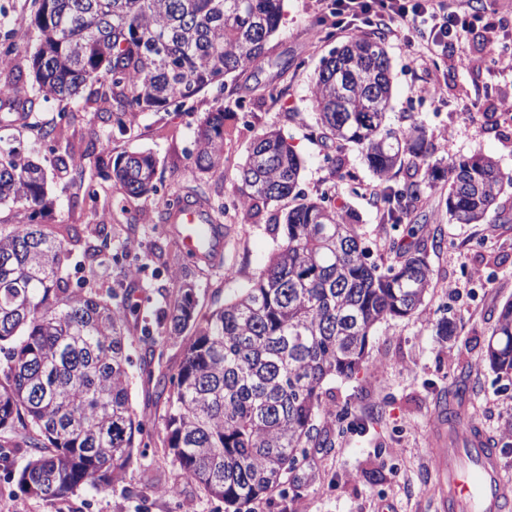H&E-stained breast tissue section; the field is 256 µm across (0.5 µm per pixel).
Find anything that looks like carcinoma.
Returning <instances> with one entry per match:
<instances>
[{"instance_id": "carcinoma-1", "label": "carcinoma", "mask_w": 512, "mask_h": 512, "mask_svg": "<svg viewBox=\"0 0 512 512\" xmlns=\"http://www.w3.org/2000/svg\"><path fill=\"white\" fill-rule=\"evenodd\" d=\"M31 28L0 43L9 61L25 53L31 84L8 82L0 124L39 104L94 102L123 132L135 112L165 109L224 88L228 74L256 71L278 31L282 0H33ZM108 80L97 95L88 86ZM391 66L384 42L356 36L324 57L313 79L312 110L323 137L356 145L383 189L382 221L405 225L399 261L381 272L369 262L354 217L301 199L282 215V238L268 264L240 294L201 316L194 286L176 276L158 332L185 336L183 359L166 399L165 451L180 475L224 502L253 505L282 484L306 456L324 411L325 381L350 378L375 328L413 314L431 287L419 225L422 184H391L389 174L425 141L414 124L387 126ZM195 174L224 159V106L206 113L191 152ZM301 159L277 129L251 144L241 166L247 205L298 197ZM149 152L119 156L101 174L130 197L156 191ZM46 169L0 138V205L28 223L0 230V431L20 424L37 434L16 484L25 495L62 501L81 488L111 486L138 463L145 421L132 409L128 335L137 305L94 288L74 292L62 275L71 245L86 241L93 262L108 249L107 224H70L61 238L36 222L49 204ZM512 176L488 156L454 163L445 205L450 224H480L501 206ZM139 369L153 377L157 338L141 327ZM494 371L512 374V301L502 307L487 351Z\"/></svg>"}]
</instances>
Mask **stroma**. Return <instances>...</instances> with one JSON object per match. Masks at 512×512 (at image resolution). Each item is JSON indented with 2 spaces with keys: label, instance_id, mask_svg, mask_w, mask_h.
I'll return each instance as SVG.
<instances>
[{
  "label": "stroma",
  "instance_id": "35a3bbf8",
  "mask_svg": "<svg viewBox=\"0 0 512 512\" xmlns=\"http://www.w3.org/2000/svg\"><path fill=\"white\" fill-rule=\"evenodd\" d=\"M474 10L493 13L499 34L496 64L486 62L481 36L471 31L460 42L408 47L386 38L393 80L389 123L397 129L422 123L426 129L425 166L404 164L392 180L422 181L425 193L418 211L426 221L421 233L428 243L432 283L423 305L412 315L380 324L359 373L350 380L325 383L326 415L317 419L329 443L308 444L299 469L260 501L256 512H437L436 475L430 450L448 436L441 402L456 394L457 407L473 412L477 424L496 443L512 476V375L492 370L486 349L502 306L512 300V224H452L445 198L449 162L476 154L491 156L502 172L512 173V0H471ZM317 0H284L279 30L268 43L271 62L262 71L230 74L224 90L206 89L183 108L137 113L129 132L112 141L109 152L81 157V186L65 188L63 178L48 187L53 204L40 223L101 222L111 226V260L96 264L75 247L64 275L70 288L123 291L134 284L142 292L143 311L154 317L164 304L158 294L171 274L196 286L197 309L206 313L245 286L266 264L279 239L271 228L294 199L248 208L242 203L239 167L263 131L281 130L302 161L300 192L324 198L327 206L358 217V232L369 259L380 268L394 264L393 241L402 231L382 223V204L371 193L377 179L359 149L321 139L314 125L311 87L323 57L348 38L332 32L317 37ZM436 84L437 97L425 95ZM223 104L224 164L216 172L192 176L190 152L195 131L206 112ZM54 125L63 139L45 141L39 129ZM109 131L102 114L83 104L48 103L32 117L0 128L17 139L44 167L77 145ZM149 151L158 161V191L125 200L122 190L103 180L101 171L127 152ZM201 188L223 197L220 218L224 246L210 264L196 261L169 242L170 225L160 219L163 194H190ZM136 228V246L128 248V226ZM142 272L127 281L126 269ZM451 331L436 332L441 320ZM464 393H457L458 384ZM154 383L141 376L132 382V407L146 420L148 446L137 465L112 486L83 489L63 506L22 494L0 471V512H214L218 502L198 483L180 478L161 441L163 406ZM178 484L176 500L163 490Z\"/></svg>",
  "mask_w": 512,
  "mask_h": 512
}]
</instances>
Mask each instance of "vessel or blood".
Listing matches in <instances>:
<instances>
[{
    "instance_id": "1",
    "label": "vessel or blood",
    "mask_w": 512,
    "mask_h": 512,
    "mask_svg": "<svg viewBox=\"0 0 512 512\" xmlns=\"http://www.w3.org/2000/svg\"><path fill=\"white\" fill-rule=\"evenodd\" d=\"M169 221L178 227L184 253L198 256L222 249V229L202 205H182L170 212ZM436 455L448 475L447 484L438 488L444 512H505L512 504V479L480 426L465 412H456L448 445Z\"/></svg>"
}]
</instances>
